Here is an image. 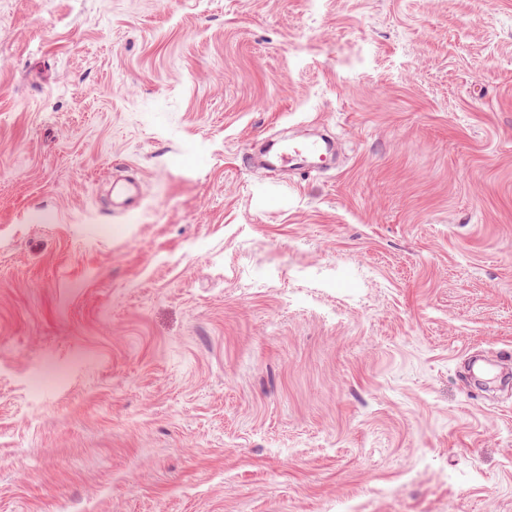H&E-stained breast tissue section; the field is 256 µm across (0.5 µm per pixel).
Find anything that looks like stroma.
<instances>
[{"label": "stroma", "mask_w": 512, "mask_h": 512, "mask_svg": "<svg viewBox=\"0 0 512 512\" xmlns=\"http://www.w3.org/2000/svg\"><path fill=\"white\" fill-rule=\"evenodd\" d=\"M507 351L512 0H0V512H512ZM288 142V146H285L280 154L281 162L309 175L320 172L324 166L323 159L334 151V142L325 138ZM112 197L121 201L126 213L134 212L140 207V188L134 180H114L112 182Z\"/></svg>", "instance_id": "35a3bbf8"}]
</instances>
